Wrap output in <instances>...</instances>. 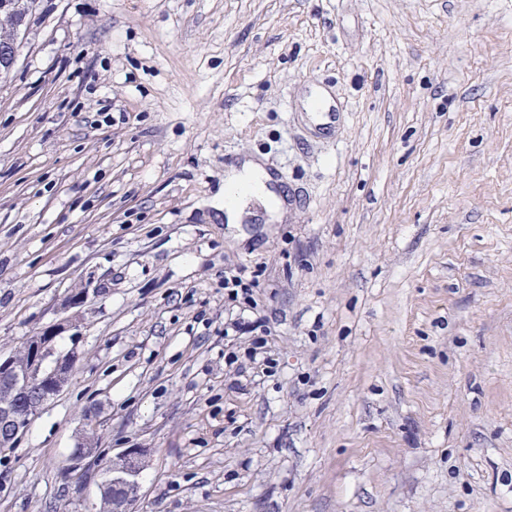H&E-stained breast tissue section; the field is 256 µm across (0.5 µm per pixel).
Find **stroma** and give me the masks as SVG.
<instances>
[{
  "instance_id": "stroma-1",
  "label": "stroma",
  "mask_w": 512,
  "mask_h": 512,
  "mask_svg": "<svg viewBox=\"0 0 512 512\" xmlns=\"http://www.w3.org/2000/svg\"><path fill=\"white\" fill-rule=\"evenodd\" d=\"M229 156L286 176L282 221L225 223ZM84 290L0 512H98V462L64 471L91 412L102 458L147 452L138 512H512V0H35L0 354ZM257 287V282L254 278L247 279L245 277V269H241L237 275H232V277L225 276L224 277V290L227 292V297L230 300L236 301L239 297V292H241V296H244V300L250 302V292H252V288Z\"/></svg>"
}]
</instances>
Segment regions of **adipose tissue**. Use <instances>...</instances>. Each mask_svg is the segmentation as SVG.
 Listing matches in <instances>:
<instances>
[{
	"mask_svg": "<svg viewBox=\"0 0 512 512\" xmlns=\"http://www.w3.org/2000/svg\"><path fill=\"white\" fill-rule=\"evenodd\" d=\"M271 176L261 163L249 160L241 168L231 170L226 176L225 190L235 191L234 201L225 203L224 211L228 223H238L242 218V207L246 200L259 199L269 211L280 212L283 201L272 189Z\"/></svg>",
	"mask_w": 512,
	"mask_h": 512,
	"instance_id": "ef3b65f1",
	"label": "adipose tissue"
}]
</instances>
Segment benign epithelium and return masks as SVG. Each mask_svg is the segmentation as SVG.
I'll list each match as a JSON object with an SVG mask.
<instances>
[{
  "mask_svg": "<svg viewBox=\"0 0 512 512\" xmlns=\"http://www.w3.org/2000/svg\"><path fill=\"white\" fill-rule=\"evenodd\" d=\"M25 12L22 0H0V18L10 22V28L0 32V79L8 76L17 63ZM47 336V341L27 351L21 363L13 355L0 356V392L9 396V400L0 402V447L13 448L18 444L31 419L63 390L73 370L75 351L62 353L55 349L54 340L59 336V328L55 326L48 330ZM16 398L27 401L26 410H18L14 403ZM91 454L93 450L89 443L84 440L77 442L70 458V468H82ZM141 469L140 457L129 450L112 458V483L125 488L115 512H136Z\"/></svg>",
  "mask_w": 512,
  "mask_h": 512,
  "instance_id": "obj_1",
  "label": "benign epithelium"
}]
</instances>
